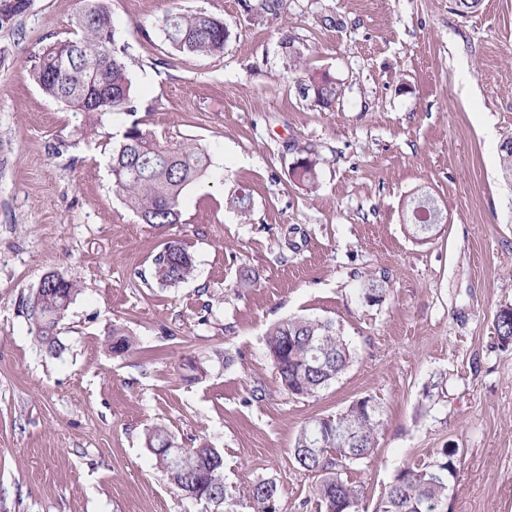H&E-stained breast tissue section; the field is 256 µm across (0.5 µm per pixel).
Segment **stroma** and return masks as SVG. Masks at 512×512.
<instances>
[{"mask_svg":"<svg viewBox=\"0 0 512 512\" xmlns=\"http://www.w3.org/2000/svg\"><path fill=\"white\" fill-rule=\"evenodd\" d=\"M260 3L108 0L129 114L76 111L33 80L80 0H31L0 28V512H202L147 449L156 425L221 450L229 489L272 478L281 512H315L295 439L362 397L383 409L375 457L348 473L367 512L400 467L448 447L462 452L448 512H512V346L493 327L512 307V0ZM176 12L221 19L223 54L176 50ZM308 71L335 78L340 100L303 95ZM135 121L209 155L182 223H141L115 191L110 157ZM307 155L311 190L291 175ZM425 194L442 221L422 240L406 212ZM173 240L195 271L162 288L152 261ZM50 272L79 289L57 356L22 312ZM370 278L386 283L380 302L361 295ZM291 316L335 321L355 354L314 397L283 392L266 355ZM116 325L135 352L112 355Z\"/></svg>","mask_w":512,"mask_h":512,"instance_id":"35a3bbf8","label":"stroma"}]
</instances>
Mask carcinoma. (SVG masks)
<instances>
[{
	"instance_id": "cac0c4a2",
	"label": "carcinoma",
	"mask_w": 512,
	"mask_h": 512,
	"mask_svg": "<svg viewBox=\"0 0 512 512\" xmlns=\"http://www.w3.org/2000/svg\"><path fill=\"white\" fill-rule=\"evenodd\" d=\"M165 25L169 40L181 52H224L228 31L213 16L176 14L167 18ZM108 38L115 39L107 0H83L72 36L45 47L34 66L32 76L43 95L82 112H134L127 64L116 44H105ZM300 90L305 95L313 93L324 108L341 95L340 84L325 73L307 74ZM110 166L116 190L143 223L179 224L183 191L207 174L209 161L197 146L170 147L134 122L112 153ZM292 177L302 186L314 188L315 161L307 156L298 159ZM440 220L433 198L424 195L414 200L408 223L415 235L428 238ZM194 270L193 255L180 241L167 243L153 260V279L165 288L187 281ZM78 292L73 282L50 278L22 301L23 314L34 326L36 338L54 353L61 351L56 333L61 315ZM495 331L500 345H512V307L497 312ZM109 341L116 356L127 354L134 346L133 339L115 327ZM266 350L278 386L300 397H312L327 388L353 358L333 320L304 316L290 317L272 327ZM369 403L375 400L363 397L338 416L315 417L296 438L292 448L295 463L316 477L311 491L316 512H364L363 487L344 475L353 465L371 461L377 451L383 411L368 414L365 406ZM146 445L170 483L205 512H281L279 490L270 479L247 482L238 496L230 492L224 477V454L216 448H184L162 426L147 431ZM460 465L459 449L441 448L429 464L399 468L375 512H425L430 502L448 506L450 481Z\"/></svg>"
}]
</instances>
